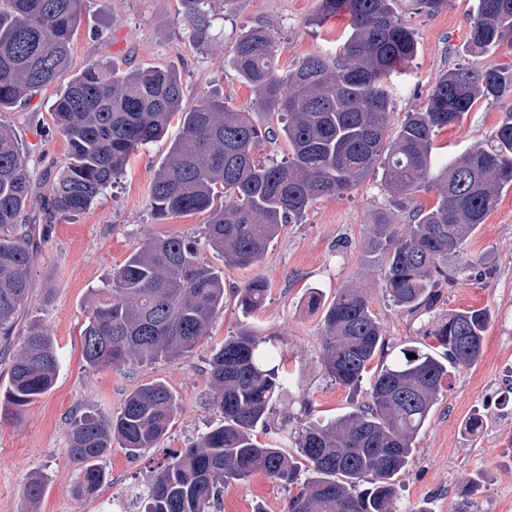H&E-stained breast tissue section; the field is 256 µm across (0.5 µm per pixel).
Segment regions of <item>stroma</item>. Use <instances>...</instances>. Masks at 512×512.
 Returning <instances> with one entry per match:
<instances>
[{
    "mask_svg": "<svg viewBox=\"0 0 512 512\" xmlns=\"http://www.w3.org/2000/svg\"><path fill=\"white\" fill-rule=\"evenodd\" d=\"M320 0H226L207 49H199L179 19V0H85L72 42L71 72L86 65L113 63L120 69L155 66L178 72L189 96L203 92L223 95L230 107L249 113L259 127L264 114L253 106L250 88L235 75L231 47L243 32L265 28L275 39L278 74H286L303 58L332 53L345 41L348 21L339 16L313 25ZM474 0H448L436 13L399 0L397 12L418 42L416 57L406 71L393 75L391 130H398L407 113L420 111L439 76L473 62L512 67V46L474 59L465 42L474 14ZM56 85H48L27 104L0 112V122L12 126L34 175L56 170L66 160L67 146L57 133L49 106ZM512 93L478 100L455 125L436 137L439 159L477 145H486ZM181 126L171 121L165 137L134 153L124 173L93 207L71 218H55L31 269L35 295L22 309L20 326L43 325L53 337L61 370L52 389L26 405L19 419L0 423V512H26L24 488L31 475L47 481L38 512H110L112 498L160 466L165 458L216 425L221 414L207 403V371L212 349L240 328L252 326L277 345L285 367L295 377L289 394L276 400L271 426L294 433L308 414H339L365 400L327 377L321 366L323 321L306 306L309 289L332 299L340 288H364L371 310L392 349L419 341L428 321L459 310L485 311L490 323L483 354L473 366L450 373L432 414L415 442L405 472L397 478L399 512H512V186L453 263L467 267L462 284L443 291L432 312L410 316L396 307L379 286L380 259L367 250L369 224L386 218L408 221L411 209L430 208L434 190L409 200L396 198L380 173L358 186L315 201L302 223L289 224L268 247L263 261L251 267L225 264L221 255L202 247L203 259L224 271V311L213 322L210 336L179 361L153 365L127 364L91 368L83 362L80 330L91 288L124 263L149 236H201L207 222L199 213L157 221L148 191L158 164ZM264 278L268 295L262 309L244 314L231 296L234 288ZM50 290V304L40 294ZM163 382L177 397L181 411L168 437L139 457L113 448L102 462L110 478L100 496L74 493L79 478L71 461L67 433L72 418L86 409L117 412L128 393L139 386ZM484 427L473 435L465 430L473 416ZM288 490L280 482L257 474L224 489L221 512H284Z\"/></svg>",
    "mask_w": 512,
    "mask_h": 512,
    "instance_id": "35a3bbf8",
    "label": "stroma"
}]
</instances>
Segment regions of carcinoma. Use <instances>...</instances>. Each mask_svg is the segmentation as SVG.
I'll use <instances>...</instances> for the list:
<instances>
[{"label": "carcinoma", "mask_w": 512, "mask_h": 512, "mask_svg": "<svg viewBox=\"0 0 512 512\" xmlns=\"http://www.w3.org/2000/svg\"><path fill=\"white\" fill-rule=\"evenodd\" d=\"M466 53L482 56L512 38V0H475ZM190 38L211 41L216 0H179ZM83 0H0V112L58 84L50 112L68 145L67 160L52 178L43 206L46 223L86 212L123 173L139 148L161 140L173 118L181 136L155 170L149 202L158 220L208 214L206 245L240 267L262 262L268 244L288 224H299L318 199L340 194L382 170L390 192L407 198L432 188L437 202L418 208L411 224L371 225L367 246L381 256L380 286L403 311H428L439 288L454 287L460 269L450 265L479 224L512 185V107L501 113L492 144L467 149L441 164L436 136L481 98L512 88V69L461 64L441 75L424 107L389 135L392 99L388 79L417 52L413 31L395 0H320L313 24L344 15L350 34L337 57L311 55L281 76L275 48L262 28L232 46L237 76L265 112V131L249 113L205 93L187 101L174 70H120L92 63L60 82L70 67L71 43ZM283 137L290 156L281 163L257 158L262 135ZM34 182L14 130L0 123V335L13 332L16 315L33 296L32 256L44 230L22 222ZM267 284L254 278L237 289L244 312L263 307ZM81 331L90 367L176 362L209 335L224 311V271L206 263L195 239L144 240L102 285L91 289ZM489 316L461 310L430 322L422 346H405L391 364L372 372L385 355V337L360 288L340 289L324 310L322 366L353 391L370 378L369 403L301 428L295 451L280 437L260 441L273 399L291 387L278 347L252 327L212 351L208 399L223 422L150 472L128 496L134 512H217L224 487L263 474L293 491L286 512H398L396 476L405 471L417 435L448 381L449 368L470 367L483 354ZM433 343H426V339ZM413 353L416 358H408ZM60 359L49 331L34 324L9 356L0 387V421L49 391ZM180 412L160 381L125 398L116 414L85 412L71 420L68 447L79 466V497H97L108 485L100 461L118 444L137 457L167 436ZM46 482L30 478V507Z\"/></svg>", "instance_id": "cac0c4a2"}]
</instances>
